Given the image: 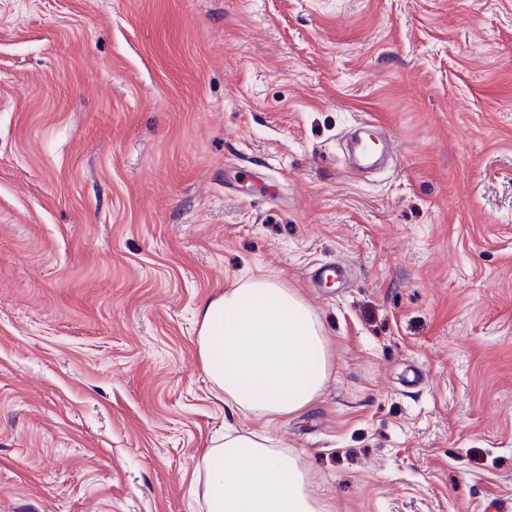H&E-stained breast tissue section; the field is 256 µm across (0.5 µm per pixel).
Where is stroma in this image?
Masks as SVG:
<instances>
[{
    "instance_id": "obj_1",
    "label": "stroma",
    "mask_w": 512,
    "mask_h": 512,
    "mask_svg": "<svg viewBox=\"0 0 512 512\" xmlns=\"http://www.w3.org/2000/svg\"><path fill=\"white\" fill-rule=\"evenodd\" d=\"M251 272L330 340L297 416L200 367ZM228 427L336 512H512V0H0V512H204Z\"/></svg>"
}]
</instances>
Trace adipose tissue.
<instances>
[{
    "label": "adipose tissue",
    "instance_id": "obj_1",
    "mask_svg": "<svg viewBox=\"0 0 512 512\" xmlns=\"http://www.w3.org/2000/svg\"><path fill=\"white\" fill-rule=\"evenodd\" d=\"M201 369L224 403L276 419L308 409L332 374L317 314L280 280L252 275L197 307ZM195 485L206 512H332L297 455L267 436L225 431L201 456Z\"/></svg>",
    "mask_w": 512,
    "mask_h": 512
}]
</instances>
